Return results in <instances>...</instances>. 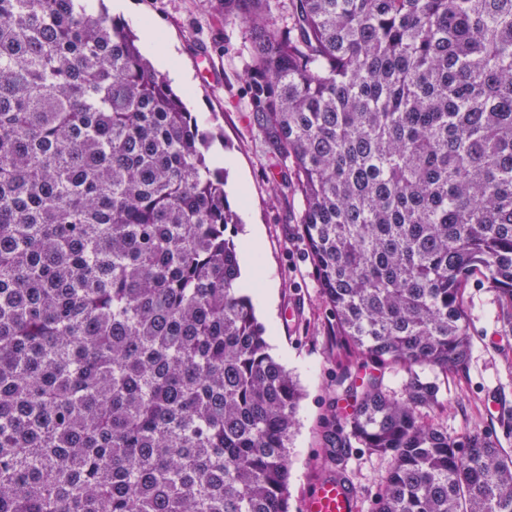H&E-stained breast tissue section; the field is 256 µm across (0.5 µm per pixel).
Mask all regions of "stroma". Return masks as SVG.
Instances as JSON below:
<instances>
[{"mask_svg": "<svg viewBox=\"0 0 512 512\" xmlns=\"http://www.w3.org/2000/svg\"><path fill=\"white\" fill-rule=\"evenodd\" d=\"M135 2L192 78L184 101L200 129L214 136L210 158L233 160L225 170L224 190L228 201L240 196L246 200L235 243L244 245L252 229L261 232L260 256L274 295L270 309H257L256 316L268 330L271 356L291 372L303 393L288 441L290 512H304L316 485L339 472L357 490V512H371L388 458L354 448L338 470L327 463L323 448L326 419L344 412L349 403L346 387L367 369L333 333L299 224L298 196L270 188L273 177L284 171L267 154L247 112L248 84L238 56L244 28L238 20L204 12L199 0ZM461 306L471 336L468 362L449 374L428 373L439 388V404L425 411L423 419L455 437L489 433L510 451L512 329L502 322L495 291L482 283L465 288Z\"/></svg>", "mask_w": 512, "mask_h": 512, "instance_id": "1", "label": "stroma"}]
</instances>
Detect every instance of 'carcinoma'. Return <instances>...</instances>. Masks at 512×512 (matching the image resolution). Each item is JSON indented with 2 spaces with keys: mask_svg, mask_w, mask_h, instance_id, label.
I'll use <instances>...</instances> for the list:
<instances>
[{
  "mask_svg": "<svg viewBox=\"0 0 512 512\" xmlns=\"http://www.w3.org/2000/svg\"><path fill=\"white\" fill-rule=\"evenodd\" d=\"M244 26L337 336L376 374L329 460L373 512H512V452L423 421L465 366L462 289L512 327V0H200ZM213 135L122 23L0 0V512H289L301 390L239 287Z\"/></svg>",
  "mask_w": 512,
  "mask_h": 512,
  "instance_id": "1",
  "label": "carcinoma"
}]
</instances>
